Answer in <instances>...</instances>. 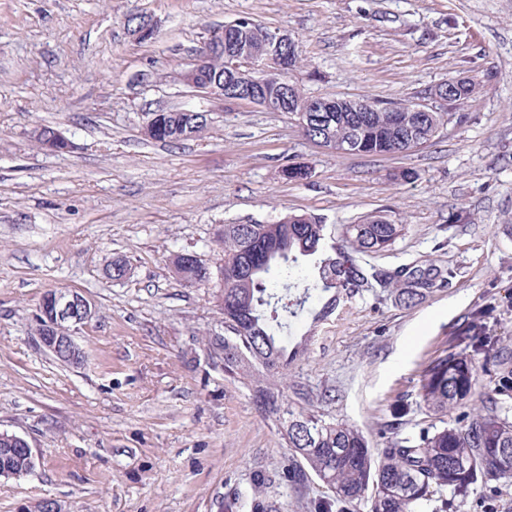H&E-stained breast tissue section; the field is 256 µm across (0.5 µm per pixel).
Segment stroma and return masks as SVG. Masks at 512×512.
<instances>
[{
  "label": "stroma",
  "mask_w": 512,
  "mask_h": 512,
  "mask_svg": "<svg viewBox=\"0 0 512 512\" xmlns=\"http://www.w3.org/2000/svg\"><path fill=\"white\" fill-rule=\"evenodd\" d=\"M158 22L136 42L126 19ZM248 16L295 37L307 93L421 100L459 75L479 89L428 144L396 155L330 153L292 115L192 95L178 80L215 30ZM207 111L208 129L149 139L150 112ZM71 147L40 149L36 126ZM308 167L303 181L287 166ZM412 179H401L403 171ZM383 212L406 227L371 264L430 259L448 287L407 308L372 292L303 319L289 382L314 410L357 427L415 434L423 371L477 336L512 351V0H0V431L25 438L34 470L0 478V512L42 500L67 512H218L257 474L288 512H309L318 481L282 480L288 451L250 389L208 345L224 333L215 285L189 288L170 259L222 256L232 223L320 217L333 235ZM128 274L107 277L111 259ZM96 308L66 365L37 341L43 294ZM449 512H512V478L475 486Z\"/></svg>",
  "instance_id": "obj_1"
}]
</instances>
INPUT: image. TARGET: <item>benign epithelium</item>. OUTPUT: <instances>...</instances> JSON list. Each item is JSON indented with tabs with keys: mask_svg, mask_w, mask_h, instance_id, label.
<instances>
[{
	"mask_svg": "<svg viewBox=\"0 0 512 512\" xmlns=\"http://www.w3.org/2000/svg\"><path fill=\"white\" fill-rule=\"evenodd\" d=\"M246 25L248 30L257 34L259 46L237 53V57L229 64L230 75L227 80L220 79L208 69L209 57L224 52L222 30L211 35L204 54L198 56L195 63L180 74L179 80L191 92L205 98L226 99L253 104L270 112H282L284 94L294 91V85L288 83V74L295 70L298 44L288 33L265 30L252 18L247 20ZM284 46L288 47V51L282 50ZM269 74L276 76L281 86V93L276 96L266 94L263 88V79ZM469 81L468 77L457 76L437 84L428 99L416 103L414 111H447V88ZM34 137L42 139L45 149L50 151L60 152L70 147L67 138L58 130L46 132L40 128L35 131ZM41 314L42 329L38 336L40 345L57 359L79 362L82 350L71 331L79 330L93 318V305L73 291L50 293L41 300Z\"/></svg>",
	"mask_w": 512,
	"mask_h": 512,
	"instance_id": "1",
	"label": "benign epithelium"
}]
</instances>
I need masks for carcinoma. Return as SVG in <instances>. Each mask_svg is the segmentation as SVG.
<instances>
[{"label": "carcinoma", "instance_id": "cac0c4a2", "mask_svg": "<svg viewBox=\"0 0 512 512\" xmlns=\"http://www.w3.org/2000/svg\"><path fill=\"white\" fill-rule=\"evenodd\" d=\"M478 82L452 92L450 104L461 109L476 93ZM412 102H391L360 123L358 113L344 111L336 98V111L310 113L312 135L336 145L351 143L362 154L384 155L403 137L427 142L444 126L442 112H412ZM162 133L155 140L176 143L195 136L181 126L171 130L172 112H155ZM405 231L386 215H370L359 224L344 225L342 243L332 240L327 225L312 215L286 214L267 224H226L220 234L224 259L216 267L198 255L177 253L172 265L179 278L192 287L203 279L216 282L217 307L224 315V335L214 344L224 350V374L247 382L256 408L280 422L293 464L284 478L295 485L314 475L324 495L311 502L313 512H345L355 501L368 497L369 512H421L422 505L441 498L464 497L478 484L512 478V368L506 352L491 353L477 336L471 351L445 354L432 360L421 379L419 406L431 416L458 412L465 425L430 422L411 437L391 436L385 447L374 450L355 427L313 410H294L285 403L288 366L303 353V343L288 347V336L302 315L317 319L336 305L340 294H358L380 287L395 301L412 307L448 285L451 271L426 259L386 270L370 266L363 256L391 247ZM322 300L318 310L309 302ZM484 355L489 377L485 405L473 408L475 356ZM0 467L21 471L28 459L18 453L4 455ZM491 448H504L511 457L496 458ZM269 475L254 479L252 496L237 495L224 504L225 512H282L270 498Z\"/></svg>", "mask_w": 512, "mask_h": 512}]
</instances>
